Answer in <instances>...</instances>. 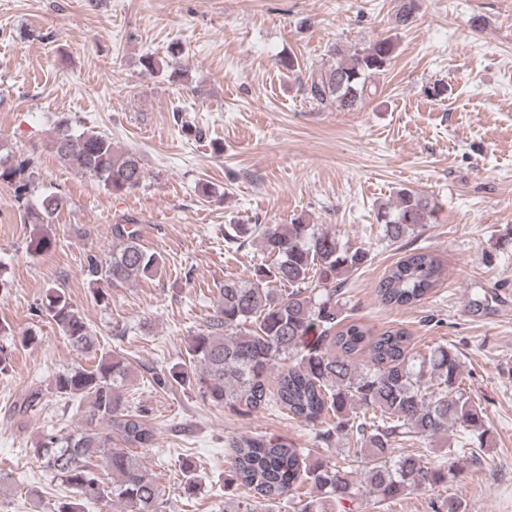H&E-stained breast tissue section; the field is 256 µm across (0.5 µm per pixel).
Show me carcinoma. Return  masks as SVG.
<instances>
[{
	"label": "carcinoma",
	"mask_w": 512,
	"mask_h": 512,
	"mask_svg": "<svg viewBox=\"0 0 512 512\" xmlns=\"http://www.w3.org/2000/svg\"><path fill=\"white\" fill-rule=\"evenodd\" d=\"M418 2L400 0L397 25L411 22ZM394 51L389 38L348 55L334 49L336 64L308 78V99L318 107L356 108L376 94L373 79L387 70ZM52 148L59 159L115 195L142 184L140 156L118 148L104 134H77L63 120ZM34 168L31 158L0 156V184L13 189L25 223L50 224L63 198L50 193L32 200ZM436 208L434 200L400 189L394 210L379 213L383 238L403 241L418 225L429 223ZM255 234L271 262L256 265L248 279L224 281L216 314L190 339L188 363L155 373L153 382L165 389L191 377L207 402L242 414L280 408L312 427L327 448L354 441L358 465L348 471L330 458L313 460L291 443L229 437L224 465L247 493L225 495L224 512H270L284 498L296 502V512H365L375 500L452 482L466 452L471 461H479V451L491 446L490 429L462 385L457 352L443 344L421 352L405 328L377 334L364 323L340 318V277L359 270L369 249L342 241L334 229L301 221L230 224L224 241L241 246ZM112 236L109 254L90 251L85 256L89 283L134 285L157 275L164 259L146 249L135 231L116 224ZM445 277L437 255L413 249L389 267L376 292L381 303L400 308L422 301ZM38 312L73 350L84 355L97 351L95 337L65 292L49 293ZM132 379V364L117 352L54 376L52 392L65 400L86 399L93 426L67 434L51 430L38 442L35 456L75 498L53 504L50 512H80V500L105 512L114 507L118 512H165L167 501L135 452L152 446L155 430L143 412L125 406ZM450 429L459 432V441L434 462L407 450L411 445L426 449ZM106 471L114 478L110 487L101 478Z\"/></svg>",
	"instance_id": "carcinoma-1"
}]
</instances>
